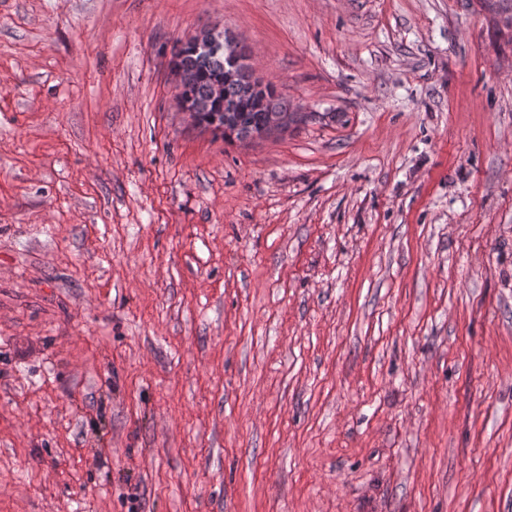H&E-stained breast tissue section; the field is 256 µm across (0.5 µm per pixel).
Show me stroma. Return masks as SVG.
I'll use <instances>...</instances> for the list:
<instances>
[{
    "label": "stroma",
    "instance_id": "35a3bbf8",
    "mask_svg": "<svg viewBox=\"0 0 512 512\" xmlns=\"http://www.w3.org/2000/svg\"><path fill=\"white\" fill-rule=\"evenodd\" d=\"M0 512H512V0H0ZM190 41L197 51L207 50L213 45L224 46L226 56L230 57V64L224 68V52L208 54L196 53L186 43H182L173 54L176 65L186 72L194 74L192 82L185 85L177 96L184 101H190L197 112L198 126L220 133L224 140L253 139L254 135L261 133L270 124L271 115L277 117L279 123L288 115V105L282 96L277 93L273 83H263L257 79L252 80L251 75H243L233 83H224V92L221 86L214 90V96L235 101L228 103L224 100V112L220 104L212 100L211 84L224 76V82H231L237 78L238 67L248 65V50L235 37L226 30L218 27L206 28L190 36ZM172 59V60H173ZM256 110L267 109L276 112H260L250 108V101ZM240 103L239 112L237 103ZM266 102V104H265Z\"/></svg>",
    "mask_w": 512,
    "mask_h": 512
}]
</instances>
